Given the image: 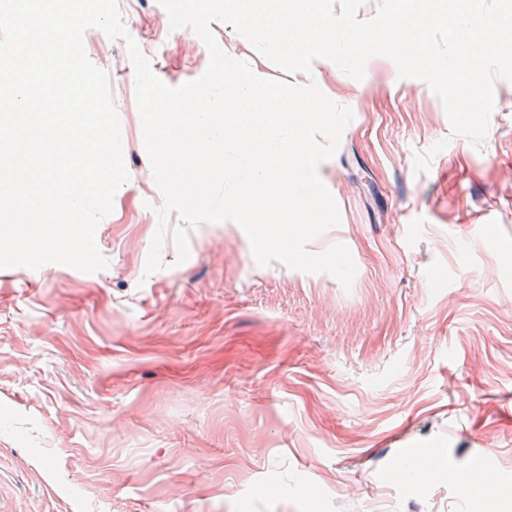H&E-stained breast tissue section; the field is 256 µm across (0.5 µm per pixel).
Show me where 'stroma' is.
I'll return each mask as SVG.
<instances>
[{"label": "stroma", "instance_id": "obj_1", "mask_svg": "<svg viewBox=\"0 0 512 512\" xmlns=\"http://www.w3.org/2000/svg\"><path fill=\"white\" fill-rule=\"evenodd\" d=\"M129 39L84 34L117 110L129 180L95 239L106 269L0 268V512H504L512 495V83L481 148L439 98L371 57L316 77L349 107L318 168L341 215L310 241L351 251L333 276L258 265L235 222L189 234L146 273L163 195L128 40L171 87L209 62L158 0H117ZM222 49L281 70L232 27ZM445 148L427 172L414 154ZM436 463L411 477L415 451ZM486 471L494 494L462 497Z\"/></svg>", "mask_w": 512, "mask_h": 512}]
</instances>
